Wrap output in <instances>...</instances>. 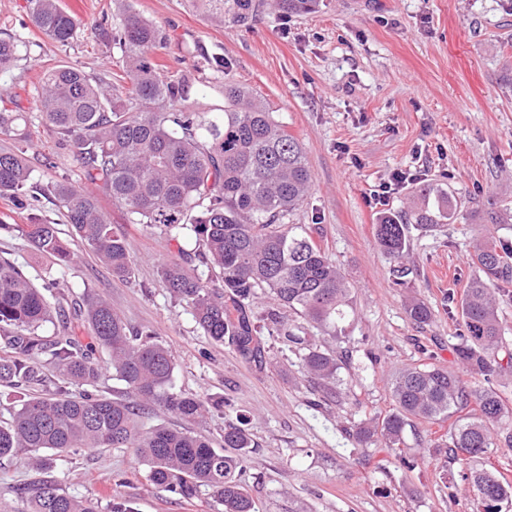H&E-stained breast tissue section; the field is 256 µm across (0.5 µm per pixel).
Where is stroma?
Masks as SVG:
<instances>
[{"mask_svg":"<svg viewBox=\"0 0 512 512\" xmlns=\"http://www.w3.org/2000/svg\"><path fill=\"white\" fill-rule=\"evenodd\" d=\"M63 3L79 31L66 49L33 26L27 0H0V37L25 43L14 67L0 73V92L19 95L30 113L29 91L46 67L66 62L92 75L122 70L120 50L95 30L115 0ZM134 3L169 36L156 59L161 77L195 75L190 109L220 116L224 83L232 81L267 103L305 148L313 183L290 221L308 228L349 276L354 314L347 337L333 344L301 318L290 317L289 324L311 344L331 345L348 397H326L302 372L300 350L278 335L262 333L260 362L204 336L161 276L165 263L177 261L216 278L194 237L175 243L145 225L124 223L109 199L101 204L136 262L130 280L114 279L65 224L61 236L80 254L76 267L52 266L7 232L0 233V256L35 284L59 278L66 307L81 304L89 291L107 298L128 325L151 329L171 351L176 391L224 397L227 408L193 431L218 449L225 426L244 418L256 450L241 480L259 512H477V493L459 463L445 462L423 443L447 434V424L416 423L399 453L358 444L348 431L392 411L390 383L400 370L420 363L454 367L461 319L448 298L462 296L477 273L472 246L489 234L512 244V230L494 232L480 221L492 206L512 216V0H321L315 13L302 15L282 14L270 0H259L246 23L221 26L184 0ZM30 132L29 153L56 162L36 172L37 184L80 181L73 156L40 118H33ZM400 171L410 179L390 195L389 210L411 206L421 182L440 183L460 200L454 223L414 234L409 291L391 282L392 263L375 237L380 216L367 203ZM409 293L433 309L428 325L407 318ZM403 453L417 457L415 468L401 467ZM44 480L98 502L100 512H110L116 499L132 500L135 512H220L208 491L186 500L157 489L128 448L87 449L43 471L20 456L0 459V512H24L16 487Z\"/></svg>","mask_w":512,"mask_h":512,"instance_id":"obj_1","label":"stroma"}]
</instances>
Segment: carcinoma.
I'll use <instances>...</instances> for the list:
<instances>
[{
  "label": "carcinoma",
  "mask_w": 512,
  "mask_h": 512,
  "mask_svg": "<svg viewBox=\"0 0 512 512\" xmlns=\"http://www.w3.org/2000/svg\"><path fill=\"white\" fill-rule=\"evenodd\" d=\"M32 24L59 46L78 36L77 22L62 0H27ZM195 12L220 23L245 22L253 0H185ZM285 14H307L318 0H272ZM100 39L120 49L126 70L115 80L90 76L76 65H57L43 73L32 90L41 122L78 162L84 185L57 180L44 192L63 210L66 223L97 256L112 277L129 280L135 260L124 235L114 230L100 196L108 197L129 224H144L174 238L190 228L201 242L205 263L220 270L208 281L177 262L162 267L165 287L190 307L204 334L231 341L241 355L261 354L260 329L248 314L255 289L266 288L276 307L266 313L267 329L295 345L305 338L288 330L283 312L292 311L333 341L346 337L353 314V285L305 228L286 223L307 196L312 173L300 142L246 88L224 82V113L219 120L185 106L195 77L162 78L155 58L168 35L143 18L133 0H118V14L98 25ZM23 41L0 37V73L20 56ZM28 113L0 97V198L27 210L26 223L0 224V230L26 240L54 264L70 268L78 256L59 235L56 224L30 208L35 166L21 143L27 139ZM418 203L392 213L376 225L377 243L393 262L394 284L407 287L413 269L406 263L411 232L432 231L457 219L455 196L439 185L423 187ZM477 274L460 301L456 364L489 381L512 371V350L503 345L497 293L512 283V247L486 239L470 254ZM58 282L39 288L14 262L0 258V386L19 397L11 420L0 423V459L24 455L37 470L52 457L85 448H131L148 468L158 489L191 498L204 488L222 512H257L238 479L255 444L240 426L224 429V451L182 428L145 427L151 412L162 411L201 422L222 398H197L174 391V361L169 349L149 331L132 332L112 306L95 293L69 313L51 301ZM404 310L410 321L426 325L430 307L415 296ZM56 326L43 335L47 324ZM88 326L93 341L82 343L76 329ZM109 357L112 378L125 395L110 398L74 387H94L102 367L95 356ZM301 369L326 393L344 395L336 356L314 348ZM392 412L364 420L355 431L360 443L399 448L415 420L443 423L448 435L426 441L459 461L483 458L492 448H511L512 430L501 427L506 408L491 388L468 384L434 363L414 365L391 382ZM477 402L480 416L467 413ZM475 487L483 512H502L512 501V485L479 468L465 474ZM26 512H98L54 484L18 488Z\"/></svg>",
  "instance_id": "cac0c4a2"
}]
</instances>
